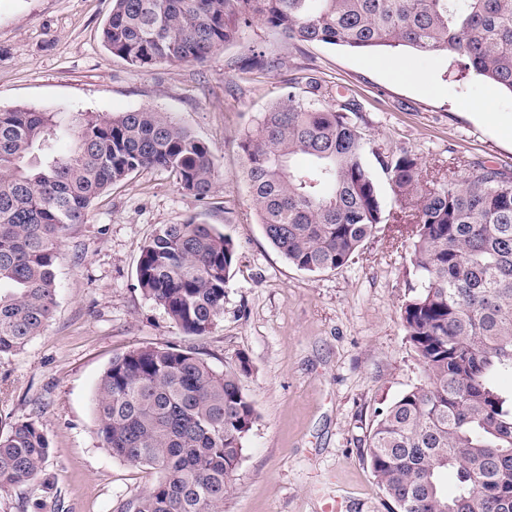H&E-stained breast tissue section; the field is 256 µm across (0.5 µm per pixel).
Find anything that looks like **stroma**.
Masks as SVG:
<instances>
[{
    "instance_id": "35a3bbf8",
    "label": "stroma",
    "mask_w": 512,
    "mask_h": 512,
    "mask_svg": "<svg viewBox=\"0 0 512 512\" xmlns=\"http://www.w3.org/2000/svg\"><path fill=\"white\" fill-rule=\"evenodd\" d=\"M111 10L112 0H0V110L170 113L210 147L218 186L203 203L170 173H133L61 245L52 318L0 356V433L32 422L49 441L38 477L0 491V512H121L155 481V470L112 455L94 413L112 358L143 346L193 347L219 369L249 361L241 385L256 421L224 512H323L333 501L341 512H389L363 450L377 410L423 374L401 319L412 241L381 224L343 268L298 269L268 242L249 201L240 136L289 80L314 77L355 96L368 138L410 151L425 180L481 164L512 176V94L460 76L452 57L294 43L258 24L204 63L141 69L104 47ZM247 43L263 48L271 70H240ZM191 218L238 245L224 314L201 338L136 282L154 229Z\"/></svg>"
}]
</instances>
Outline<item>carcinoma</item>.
<instances>
[{
  "instance_id": "cac0c4a2",
  "label": "carcinoma",
  "mask_w": 512,
  "mask_h": 512,
  "mask_svg": "<svg viewBox=\"0 0 512 512\" xmlns=\"http://www.w3.org/2000/svg\"><path fill=\"white\" fill-rule=\"evenodd\" d=\"M261 23L292 42L354 51L407 47L460 58L512 92V0H112L102 41L139 68L201 63ZM249 46L244 70L265 71ZM362 106L315 80L288 90L241 137L243 180L269 242L300 270L349 263L385 213L374 169L411 209L416 285L401 307L422 381L378 414L365 457L391 512H512V177L482 165L428 185L419 158L386 150L356 122ZM71 138V149L56 144ZM144 169L213 196L209 147L154 108L80 113L0 110V355L41 334L56 304L57 252L91 202ZM231 235L189 219L160 225L136 269L143 295L188 336L224 314L237 261ZM239 356L218 371L194 349L145 346L115 356L95 397L112 454L159 473L124 512H224V488L256 419ZM49 444L32 422L0 434V489L31 481ZM452 469L448 493L441 473Z\"/></svg>"
}]
</instances>
